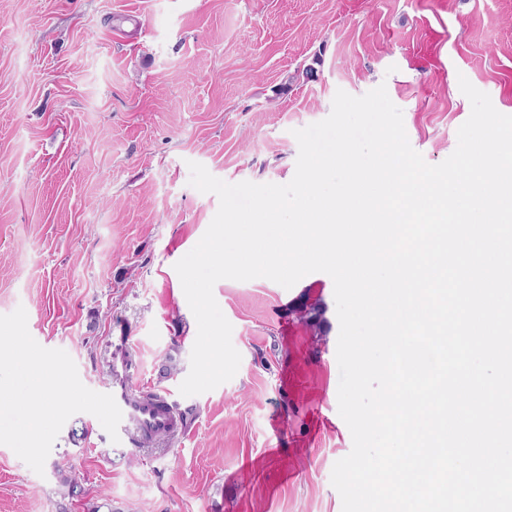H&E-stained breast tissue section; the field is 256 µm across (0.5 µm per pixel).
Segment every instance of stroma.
Instances as JSON below:
<instances>
[{"instance_id": "1", "label": "stroma", "mask_w": 512, "mask_h": 512, "mask_svg": "<svg viewBox=\"0 0 512 512\" xmlns=\"http://www.w3.org/2000/svg\"><path fill=\"white\" fill-rule=\"evenodd\" d=\"M462 76L512 115V0H0V315L24 307L99 393L126 337L134 386L183 416L134 448L76 414L41 476L0 445V512H342L331 472L352 436L329 275L218 281L241 364L179 393L197 322L175 265L219 207L188 164L288 183L294 130L337 90L380 85L437 164L471 113Z\"/></svg>"}]
</instances>
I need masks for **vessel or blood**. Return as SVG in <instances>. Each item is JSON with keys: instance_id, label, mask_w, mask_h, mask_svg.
Returning a JSON list of instances; mask_svg holds the SVG:
<instances>
[{"instance_id": "vessel-or-blood-1", "label": "vessel or blood", "mask_w": 512, "mask_h": 512, "mask_svg": "<svg viewBox=\"0 0 512 512\" xmlns=\"http://www.w3.org/2000/svg\"><path fill=\"white\" fill-rule=\"evenodd\" d=\"M112 396L122 411L120 442L149 444L171 439L183 428L177 409L168 401H149L137 394L125 359L112 361Z\"/></svg>"}]
</instances>
